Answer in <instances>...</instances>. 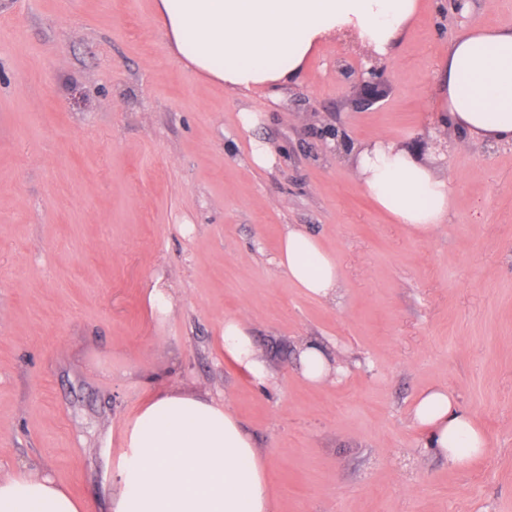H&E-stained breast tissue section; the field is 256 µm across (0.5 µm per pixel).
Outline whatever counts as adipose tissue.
Instances as JSON below:
<instances>
[{
  "label": "adipose tissue",
  "mask_w": 512,
  "mask_h": 512,
  "mask_svg": "<svg viewBox=\"0 0 512 512\" xmlns=\"http://www.w3.org/2000/svg\"><path fill=\"white\" fill-rule=\"evenodd\" d=\"M420 0H154L170 53L185 68L229 91L277 95L324 43L343 40L391 56ZM443 128L469 141L512 145V27L470 29L437 70ZM355 175L395 223L420 236L444 224L453 204L447 177L386 137L353 148ZM277 267L308 296L329 300L339 287L336 260L317 237L289 225ZM224 359L258 382L273 378L243 318L224 320ZM413 416L426 445L462 467L487 446L452 393L424 391ZM113 512H274L265 463L252 436L223 402L200 392L163 390L120 430ZM0 512H89L48 476L0 480Z\"/></svg>",
  "instance_id": "obj_1"
}]
</instances>
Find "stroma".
Masks as SVG:
<instances>
[{"label":"stroma","mask_w":512,"mask_h":512,"mask_svg":"<svg viewBox=\"0 0 512 512\" xmlns=\"http://www.w3.org/2000/svg\"><path fill=\"white\" fill-rule=\"evenodd\" d=\"M512 0L425 7L352 101L366 51L324 45L277 99L203 82L171 56L154 0H0V478L52 477L91 512L120 493L119 431L152 393L225 402L276 512H512V145L442 139L436 66ZM259 113L253 133L239 114ZM384 135L451 181L420 238L380 210L338 142ZM277 157L255 167L250 138ZM331 252L335 299L275 262L288 225ZM161 283L174 308L152 312ZM249 325L274 381L226 363ZM341 367L312 385L299 352ZM454 393L487 438L461 468L425 446L416 397ZM367 74L369 75L367 79H364V73L361 74V85L353 86L355 93L353 101H355L356 105H359L361 101H367L368 104L373 103L376 99L374 95L382 91L383 82L381 81L380 73L375 69H369ZM359 87L366 91V93H358L357 89Z\"/></svg>","instance_id":"1"}]
</instances>
